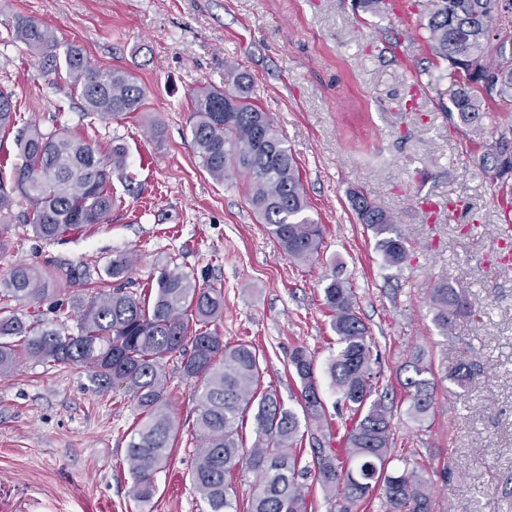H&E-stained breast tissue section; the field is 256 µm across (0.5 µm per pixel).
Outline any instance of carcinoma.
<instances>
[{
	"label": "carcinoma",
	"instance_id": "cac0c4a2",
	"mask_svg": "<svg viewBox=\"0 0 512 512\" xmlns=\"http://www.w3.org/2000/svg\"><path fill=\"white\" fill-rule=\"evenodd\" d=\"M422 6L419 28L449 79L445 89L441 75L428 85L439 99H448L444 109L452 125L479 133L490 110L512 107V54L504 55L502 48V41L512 43V0H423ZM5 40L22 42L42 76L64 77L89 115L117 119L144 105L145 91L129 72L91 66L82 48L61 45L47 25L21 18ZM193 118L191 142L207 172L216 180L231 172L245 179L249 205L282 253L294 262H309L321 249L324 229L308 214L299 167L269 114L256 105L251 84L242 77L232 92H197ZM16 120L12 94L0 88V133L13 131ZM15 145L22 162L9 183L0 180V231L16 207L23 208V219L43 240L109 222L115 208L112 174L125 166L122 145L104 152L85 137L44 132L36 125L17 131ZM478 164L492 181L504 186L512 181V129L483 142ZM350 202L359 223L375 234L384 262L391 267L407 263L409 243L392 216L361 191L351 192ZM133 264L131 253H113L105 275L117 285L70 297L78 314L74 334L41 313L30 322L15 314L12 303L40 306L57 278L52 270L15 266L0 279V375L10 373L24 356L83 367L103 391L123 387L140 415L126 454L135 500L148 503L155 497L157 475L174 445L177 420L165 365L175 356L183 376L194 382L197 449L190 481L209 512H237L228 477L241 466L259 477L251 512H312L304 484L311 476L334 512H357L376 495L386 512H434L424 469L392 465L391 451L398 408L418 424L434 412L435 374L416 350L397 372L402 401L380 389L375 342L346 281L334 276L323 287V305L339 344L324 373L346 409L343 447L314 448L312 463L304 465L297 448L300 421L309 427L325 418L319 368L309 351L299 346L289 354L298 413L285 407L277 391L260 390L263 368L256 349L226 344L215 329L224 316L222 288L202 285L167 264L156 278L153 297L141 299L120 284ZM428 298L443 336L456 318L476 320L482 314L446 280L434 283ZM473 377L474 365L466 361L449 374L464 389ZM249 414L255 438L245 452L240 430Z\"/></svg>",
	"mask_w": 512,
	"mask_h": 512
}]
</instances>
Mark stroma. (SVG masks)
I'll return each mask as SVG.
<instances>
[{"mask_svg":"<svg viewBox=\"0 0 512 512\" xmlns=\"http://www.w3.org/2000/svg\"><path fill=\"white\" fill-rule=\"evenodd\" d=\"M21 16L79 43L92 66L125 69L146 98L130 117L91 121L62 80L40 76L24 44L0 42V86L13 93L19 123L128 149L126 176L112 179L122 204L111 222L52 242L12 224L0 277L22 262L56 267L51 307L68 303L73 277L111 289L103 270L113 252L134 255L127 288L142 295L175 261L223 288L220 335L259 348L264 385L291 407L292 350L308 348L322 368L339 349L322 301L326 277L339 274L380 353L382 384H395L412 350L434 365L435 411L421 424L396 416L394 448L426 469L436 512H512V267L497 253L502 188L477 162L483 142L512 129V108L495 110L480 137L450 126L432 90L399 109L418 70H439L424 39L400 41L414 26L401 0L377 14L352 0H0V32ZM243 71L325 229L312 262L284 256L243 180H213L191 144L193 94L231 89ZM355 190L401 225L411 241L405 265H384L352 212ZM437 280L481 308L480 322L461 318L440 335L427 299ZM464 355L476 367L467 390L446 377ZM166 371L179 429L157 495L140 504L129 494L126 448L139 422L129 394L99 391L82 368L20 359L0 377V512H208L189 479L193 385L176 360ZM319 385L326 420L306 429V449L337 447L344 432L327 375Z\"/></svg>","mask_w":512,"mask_h":512,"instance_id":"stroma-1","label":"stroma"}]
</instances>
